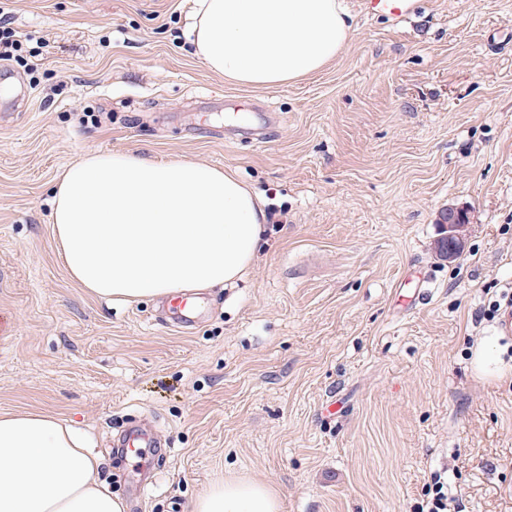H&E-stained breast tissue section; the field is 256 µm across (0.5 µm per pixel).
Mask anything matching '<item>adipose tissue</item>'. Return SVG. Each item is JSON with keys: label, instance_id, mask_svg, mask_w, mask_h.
I'll return each instance as SVG.
<instances>
[{"label": "adipose tissue", "instance_id": "adipose-tissue-1", "mask_svg": "<svg viewBox=\"0 0 512 512\" xmlns=\"http://www.w3.org/2000/svg\"><path fill=\"white\" fill-rule=\"evenodd\" d=\"M355 34L343 0H196L185 33L211 71L274 87L320 71ZM266 213L231 172L97 152L56 184L51 224L69 276L100 298L132 303L233 284L251 269ZM81 431L47 412L0 413V512H124L99 481ZM249 479L212 485L192 512H280Z\"/></svg>", "mask_w": 512, "mask_h": 512}]
</instances>
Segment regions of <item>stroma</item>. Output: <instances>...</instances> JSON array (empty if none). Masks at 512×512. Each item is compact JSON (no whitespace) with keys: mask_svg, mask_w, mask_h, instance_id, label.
I'll return each mask as SVG.
<instances>
[{"mask_svg":"<svg viewBox=\"0 0 512 512\" xmlns=\"http://www.w3.org/2000/svg\"><path fill=\"white\" fill-rule=\"evenodd\" d=\"M346 0L336 59L277 87L192 56V0H9L43 41L0 66V412L80 427L125 512H191L227 477L282 512H416L432 473L457 512H512V0H415L402 22ZM227 169L265 240L192 330L163 301L115 304L65 270L62 171L93 152ZM469 211L454 261L434 246ZM166 440L146 480L112 441Z\"/></svg>","mask_w":512,"mask_h":512,"instance_id":"stroma-1","label":"stroma"}]
</instances>
